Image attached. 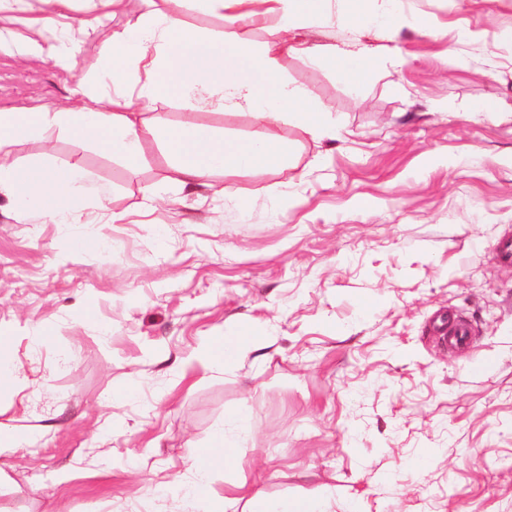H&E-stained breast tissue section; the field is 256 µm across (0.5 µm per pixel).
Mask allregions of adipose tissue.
I'll return each mask as SVG.
<instances>
[{"label": "adipose tissue", "instance_id": "ef3b65f1", "mask_svg": "<svg viewBox=\"0 0 512 512\" xmlns=\"http://www.w3.org/2000/svg\"><path fill=\"white\" fill-rule=\"evenodd\" d=\"M168 7L140 17L121 36H103L101 67L93 81L91 101H77L64 109H34L0 113V192L21 209L58 224L74 220L78 199L105 204L110 189L94 180L80 162L62 167L43 162L18 163L8 158V146L18 138L42 139L51 129L91 140L122 158L130 172H138L144 145H164L174 180L185 189L209 186L216 171H250L284 167L291 148L280 130L292 125L313 137L335 133L331 113L310 106L305 90L278 72L269 50L255 48L249 39L225 40L223 34L191 27L184 19L185 0H167ZM266 11H247L248 19L269 14L277 20L278 47L311 59L334 60L352 85L376 72L371 52L339 55L328 47L302 46L287 35L302 20L325 23L335 14L350 18L360 12L366 22H384L393 0H264ZM178 100L191 105H216L226 110H251L263 127L259 139L243 142L216 137L194 118L168 126L143 117V110ZM236 445L224 431H216L200 454L207 466L190 465L186 498L208 486L216 456L235 455Z\"/></svg>", "mask_w": 512, "mask_h": 512}]
</instances>
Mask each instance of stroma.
I'll return each instance as SVG.
<instances>
[{
  "instance_id": "stroma-1",
  "label": "stroma",
  "mask_w": 512,
  "mask_h": 512,
  "mask_svg": "<svg viewBox=\"0 0 512 512\" xmlns=\"http://www.w3.org/2000/svg\"><path fill=\"white\" fill-rule=\"evenodd\" d=\"M72 0L56 28L0 11V110L59 109L80 98L100 50ZM193 27L279 37L241 7L185 4ZM425 15L431 29L409 20ZM512 0H399L384 26L303 25L311 45L373 51L381 71L351 88L334 61L276 59L311 105L336 117L320 141L283 131L289 169L169 179L160 144L138 173L56 130L10 157L80 160L112 188L110 213L85 202L59 225L0 193V345L20 389L0 388V512H183L190 458L231 418H248L237 459L217 461L209 501L236 486L268 501L323 498L328 512H512ZM71 47L66 64L23 53ZM493 112L477 111L483 101ZM200 123L255 138L246 110L196 107ZM120 221H113V214ZM106 239L77 251V237ZM467 318L471 348L436 331ZM276 332L212 367L207 337ZM48 327V344L29 340ZM209 501L200 502L206 512Z\"/></svg>"
}]
</instances>
